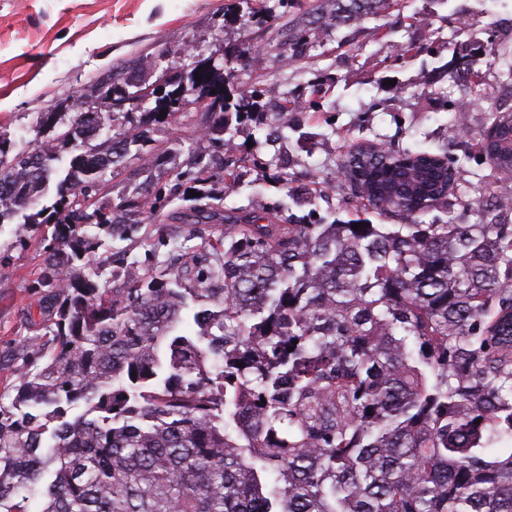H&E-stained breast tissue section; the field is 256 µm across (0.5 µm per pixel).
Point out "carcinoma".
<instances>
[{
    "label": "carcinoma",
    "instance_id": "1",
    "mask_svg": "<svg viewBox=\"0 0 512 512\" xmlns=\"http://www.w3.org/2000/svg\"><path fill=\"white\" fill-rule=\"evenodd\" d=\"M384 2L324 10L358 23ZM166 84L156 98L93 82L141 112L132 133H103L109 117L76 97L67 122L41 113L51 136L30 151L11 157L0 136V224L54 227L29 319L52 337L28 338L0 404V507L29 512L19 491L46 476L40 512H512V108L486 118L496 159L473 224L417 222L459 192L446 149H350L339 170L353 195L401 223L226 224L223 253L133 260L123 287L103 288L109 257L88 259L102 240L85 229L124 240L156 210L160 187L116 207L96 198L128 157L148 172L161 112L191 96L218 110L205 140L231 144L223 69ZM61 148L78 154L56 201L27 213ZM236 177L199 153L177 186L211 219L224 209L213 186ZM189 296L194 336L179 330Z\"/></svg>",
    "mask_w": 512,
    "mask_h": 512
}]
</instances>
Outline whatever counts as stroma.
<instances>
[{"label": "stroma", "mask_w": 512, "mask_h": 512, "mask_svg": "<svg viewBox=\"0 0 512 512\" xmlns=\"http://www.w3.org/2000/svg\"><path fill=\"white\" fill-rule=\"evenodd\" d=\"M314 0H268L251 12L245 0H0V134L14 152L37 140L43 112H69L71 97L89 94L91 76L121 67L129 80L162 87L167 68L194 61L222 67L233 59L227 86L249 107L225 153L238 178L224 185V218L195 224L181 197L144 214L141 233L162 225L160 259L187 248L212 249L224 224L262 216L275 224L296 215L307 223L356 220L382 224L376 209L351 200L337 166L343 147L386 145L418 152L449 146L460 159L463 202L480 196L478 175L489 167L476 136L503 102L501 43L512 34V0H396L352 26L306 27L298 56L288 38ZM413 44L412 55L399 46ZM477 59L480 83L462 63ZM471 106L468 130L453 109ZM204 107L184 106L153 125L144 152L155 185H175L199 145ZM17 225H0V402L10 403L30 336L33 281L43 262V232L28 230L17 247Z\"/></svg>", "instance_id": "obj_1"}]
</instances>
